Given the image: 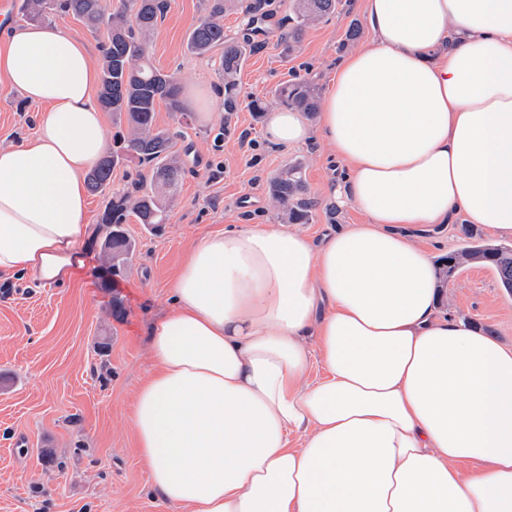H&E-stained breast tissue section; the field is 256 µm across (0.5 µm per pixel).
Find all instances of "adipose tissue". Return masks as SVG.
<instances>
[{
  "instance_id": "1",
  "label": "adipose tissue",
  "mask_w": 512,
  "mask_h": 512,
  "mask_svg": "<svg viewBox=\"0 0 512 512\" xmlns=\"http://www.w3.org/2000/svg\"><path fill=\"white\" fill-rule=\"evenodd\" d=\"M370 40L336 71L311 135L366 223L313 245L250 226L198 240L149 338L133 412L151 486L177 512H512V348L439 313L435 260L405 229L462 218L512 236V0H365ZM0 79L39 107L0 145V274L64 281L106 153L88 44L9 29ZM326 377L301 387L303 342ZM304 431L302 447L288 445Z\"/></svg>"
}]
</instances>
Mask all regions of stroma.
<instances>
[{
	"instance_id": "obj_1",
	"label": "stroma",
	"mask_w": 512,
	"mask_h": 512,
	"mask_svg": "<svg viewBox=\"0 0 512 512\" xmlns=\"http://www.w3.org/2000/svg\"><path fill=\"white\" fill-rule=\"evenodd\" d=\"M205 0H167L150 49L152 64L177 73L185 90L204 85L199 111L176 115L157 105V126L178 131L186 172L171 220L160 228L128 218L137 249L129 265L110 274L101 244L104 196H90L83 267L68 282L44 286L36 277H0V512H175L152 490L135 447L133 402L153 367L148 331L172 306L171 285L190 247L231 226L282 228L267 180L288 162L305 164L312 220L295 232L320 242L363 216L330 200L340 172L319 137L298 147L264 138V119L249 103L273 100L275 88L308 77L327 90L339 62L371 37L364 0H342L339 15L308 29L287 52L279 35L287 7L275 8L259 39L242 10L224 15V33L255 36V50L238 76V107L227 112L212 59L190 54L186 35L206 11ZM359 36L347 37L350 25ZM37 105L0 81V144L30 137ZM211 113L200 122L199 112ZM248 132L250 145L239 140ZM465 224L410 228L411 240L434 258L456 251ZM441 310L512 347V295L487 267H465L441 289Z\"/></svg>"
}]
</instances>
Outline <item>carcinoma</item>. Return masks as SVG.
I'll return each instance as SVG.
<instances>
[{
    "label": "carcinoma",
    "instance_id": "cac0c4a2",
    "mask_svg": "<svg viewBox=\"0 0 512 512\" xmlns=\"http://www.w3.org/2000/svg\"><path fill=\"white\" fill-rule=\"evenodd\" d=\"M207 14L190 29L186 47L203 56L222 50L219 79L224 89L223 107L237 106L238 74L251 47L247 39L224 38V13L240 7L235 0H207ZM341 0H291L288 30L284 43L293 52L308 28L339 13ZM21 15L31 22L49 21L55 16L71 15L92 31H106L101 45L100 82L111 95L100 98L102 107L127 122L128 135L120 149L102 157L87 173L91 192L103 191L112 180V171L123 161L135 160L150 169L133 189L114 195L104 207L101 223L108 228L102 243L108 269H124L136 252V242L122 224L133 215L141 224L158 228L169 220L178 184L184 174L182 160L174 151L177 133L155 124L158 102L171 112L186 111L182 85L176 74L151 64L148 50L158 19L164 12L163 0H121L112 7L107 0H21ZM275 100L308 115L317 112L320 91L308 78L295 77L282 83ZM304 163L290 162L267 182L268 193L286 224H307L317 202L310 197L303 176ZM465 266H486L494 270L501 285L512 291V244L494 243L472 231L465 232L461 248L440 260L439 279L448 282Z\"/></svg>",
    "mask_w": 512,
    "mask_h": 512
}]
</instances>
